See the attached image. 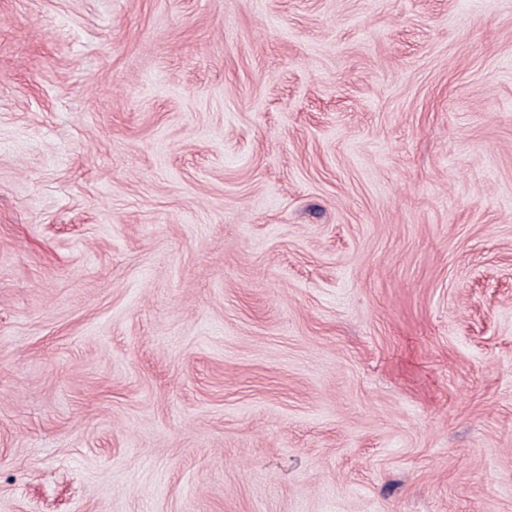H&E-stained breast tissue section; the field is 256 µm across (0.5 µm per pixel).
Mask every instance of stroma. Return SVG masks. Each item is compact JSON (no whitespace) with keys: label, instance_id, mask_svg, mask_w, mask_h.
<instances>
[{"label":"stroma","instance_id":"35a3bbf8","mask_svg":"<svg viewBox=\"0 0 512 512\" xmlns=\"http://www.w3.org/2000/svg\"><path fill=\"white\" fill-rule=\"evenodd\" d=\"M0 512H512V0H0Z\"/></svg>","mask_w":512,"mask_h":512}]
</instances>
